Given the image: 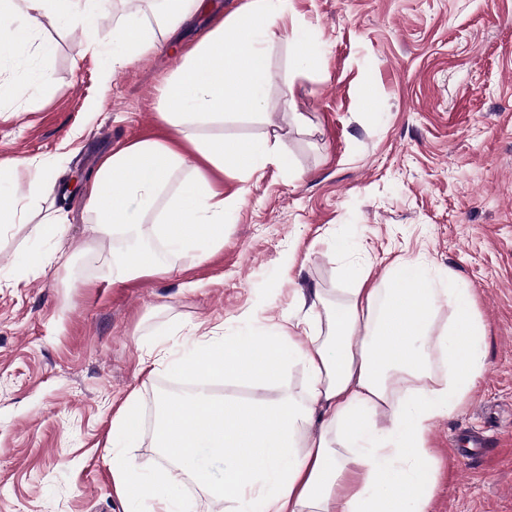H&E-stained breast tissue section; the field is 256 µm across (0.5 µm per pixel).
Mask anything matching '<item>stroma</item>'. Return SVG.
<instances>
[{
    "instance_id": "1",
    "label": "stroma",
    "mask_w": 512,
    "mask_h": 512,
    "mask_svg": "<svg viewBox=\"0 0 512 512\" xmlns=\"http://www.w3.org/2000/svg\"><path fill=\"white\" fill-rule=\"evenodd\" d=\"M120 2L104 0L91 38L42 19L0 76L7 86L38 68L51 75L23 97L0 96V162L31 163L0 192L20 195L34 168L56 182L24 223L0 231V512H125L112 417L138 392L144 438L127 461L139 473L161 463L155 409L173 379L141 363L156 341L179 357L203 336L269 329L299 301L339 299L346 264L379 286L416 258L434 279L472 289L487 332L482 377L431 428L442 463L431 512H512V0H285L318 67L272 44L262 112L201 133L281 138L289 167L225 174V196L243 201L207 262L168 254L166 272L115 286L101 270L121 244L89 236L84 186L112 150L168 135L158 88L203 30L249 0H205L169 38L147 6L151 46L113 65ZM53 210L67 217L65 240L35 239ZM58 250L68 267L22 262ZM474 431L493 446L471 465Z\"/></svg>"
}]
</instances>
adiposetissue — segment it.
I'll list each match as a JSON object with an SVG mask.
<instances>
[{"mask_svg": "<svg viewBox=\"0 0 512 512\" xmlns=\"http://www.w3.org/2000/svg\"><path fill=\"white\" fill-rule=\"evenodd\" d=\"M99 0H0V29H30L42 18L92 33ZM280 0L250 4L206 30L167 79L158 100L171 134L113 150L85 186L96 239L120 237L105 279L119 286L163 271L159 252L196 251L209 259L224 243V217L241 196H225L224 170L249 179L267 165L287 167L285 144L266 137L204 139L196 129L242 107L262 104L269 44L284 41L296 64L316 54L303 27L282 34ZM143 18L126 16L112 36L120 60L145 47ZM346 297L289 314L265 336L250 330L214 336L190 365L212 378L245 380L256 389L278 381L286 365L302 363L305 399L284 391L242 401L196 392L163 401L154 446L169 467L134 473L122 453L140 447L141 401L130 393L112 418V478L121 500L151 501V512H177L168 487L187 479L234 512H429L439 480L429 446L430 425L469 397L484 370L486 332L469 289L456 278L431 279L421 260L387 270L384 287L369 286L363 269L346 267ZM452 318L435 329L437 307ZM447 365L437 377L432 356ZM224 461L212 482L193 467L198 449Z\"/></svg>", "mask_w": 512, "mask_h": 512, "instance_id": "adipose-tissue-1", "label": "adipose tissue"}]
</instances>
